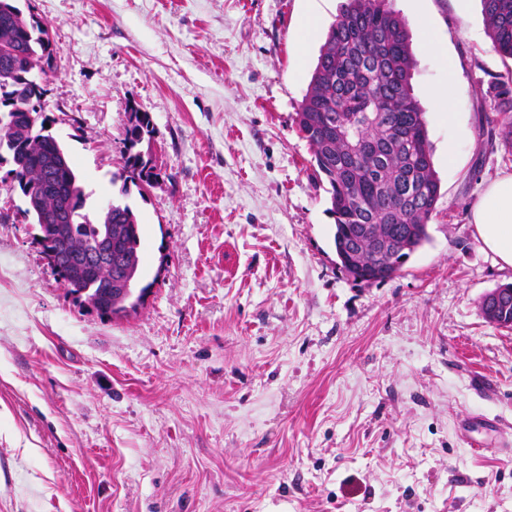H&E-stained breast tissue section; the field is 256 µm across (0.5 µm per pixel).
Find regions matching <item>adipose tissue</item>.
I'll return each instance as SVG.
<instances>
[{
  "label": "adipose tissue",
  "instance_id": "adipose-tissue-1",
  "mask_svg": "<svg viewBox=\"0 0 512 512\" xmlns=\"http://www.w3.org/2000/svg\"><path fill=\"white\" fill-rule=\"evenodd\" d=\"M470 221L484 249L512 267V173L500 174L486 185Z\"/></svg>",
  "mask_w": 512,
  "mask_h": 512
}]
</instances>
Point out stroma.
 Returning <instances> with one entry per match:
<instances>
[{
  "label": "stroma",
  "instance_id": "obj_1",
  "mask_svg": "<svg viewBox=\"0 0 512 512\" xmlns=\"http://www.w3.org/2000/svg\"><path fill=\"white\" fill-rule=\"evenodd\" d=\"M345 3L17 0L48 25L44 110L89 214L132 106L159 178L127 198L151 291L107 318L67 296L0 164V512H512V329L480 309L512 267L470 222L512 172L486 135L512 61L480 0H390L441 196L401 271L356 282L296 123Z\"/></svg>",
  "mask_w": 512,
  "mask_h": 512
}]
</instances>
